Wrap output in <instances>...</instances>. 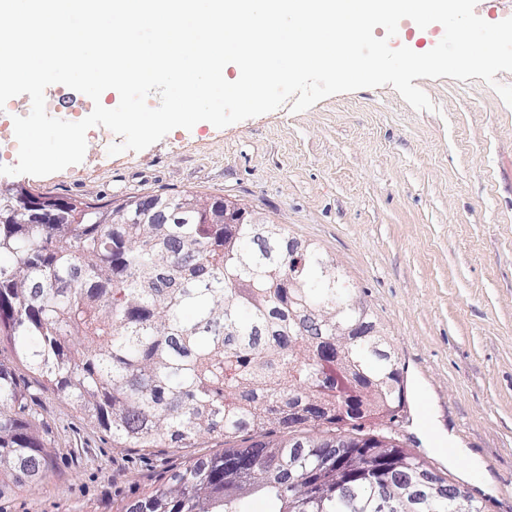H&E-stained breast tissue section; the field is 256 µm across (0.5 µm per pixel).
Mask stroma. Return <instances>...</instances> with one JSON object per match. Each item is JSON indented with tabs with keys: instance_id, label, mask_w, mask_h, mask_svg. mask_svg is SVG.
I'll list each match as a JSON object with an SVG mask.
<instances>
[{
	"instance_id": "35a3bbf8",
	"label": "stroma",
	"mask_w": 512,
	"mask_h": 512,
	"mask_svg": "<svg viewBox=\"0 0 512 512\" xmlns=\"http://www.w3.org/2000/svg\"><path fill=\"white\" fill-rule=\"evenodd\" d=\"M413 109L391 86L290 105L224 128L202 121L139 151L91 128L83 161L47 176L0 175L51 197L121 202L191 190L243 204L315 245L381 327L418 415L397 428L414 455L512 512V107L482 79L419 78ZM26 389L48 471L0 497V512H119L199 448H121L63 395L42 388L0 340ZM446 435L457 453L435 452Z\"/></svg>"
}]
</instances>
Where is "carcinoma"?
I'll list each match as a JSON object with an SVG mask.
<instances>
[{"mask_svg":"<svg viewBox=\"0 0 512 512\" xmlns=\"http://www.w3.org/2000/svg\"><path fill=\"white\" fill-rule=\"evenodd\" d=\"M0 186V334L41 386L67 397L121 448L224 450L193 458L124 512H379L376 484L345 481L327 447L366 437L399 478L432 469L399 442L407 392L378 324L332 284L311 243L232 233L197 194L66 202L39 221ZM350 331L338 336V329ZM341 357H336V354ZM45 445L28 394L0 363V493L41 477ZM393 512H455L395 499Z\"/></svg>","mask_w":512,"mask_h":512,"instance_id":"cac0c4a2","label":"carcinoma"}]
</instances>
